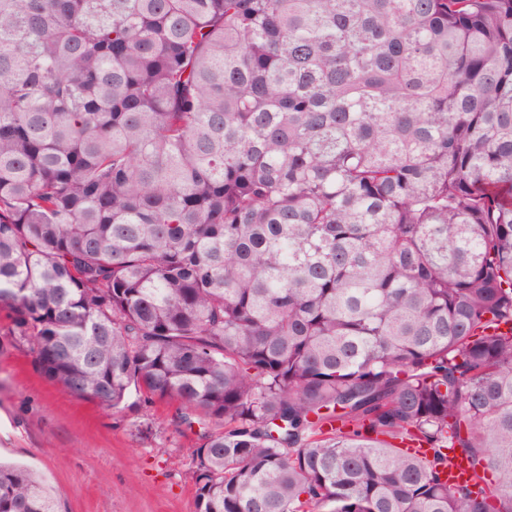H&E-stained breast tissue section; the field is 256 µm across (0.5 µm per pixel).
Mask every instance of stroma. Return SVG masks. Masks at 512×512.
Masks as SVG:
<instances>
[{
    "instance_id": "stroma-1",
    "label": "stroma",
    "mask_w": 512,
    "mask_h": 512,
    "mask_svg": "<svg viewBox=\"0 0 512 512\" xmlns=\"http://www.w3.org/2000/svg\"><path fill=\"white\" fill-rule=\"evenodd\" d=\"M0 312V461L38 473L61 512H195V432L166 407L122 411L71 395L12 342Z\"/></svg>"
}]
</instances>
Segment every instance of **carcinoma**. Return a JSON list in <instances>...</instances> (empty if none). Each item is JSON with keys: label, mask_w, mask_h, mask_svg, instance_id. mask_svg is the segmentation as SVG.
<instances>
[{"label": "carcinoma", "mask_w": 512, "mask_h": 512, "mask_svg": "<svg viewBox=\"0 0 512 512\" xmlns=\"http://www.w3.org/2000/svg\"><path fill=\"white\" fill-rule=\"evenodd\" d=\"M0 311L196 512H512V0H0Z\"/></svg>", "instance_id": "obj_1"}]
</instances>
